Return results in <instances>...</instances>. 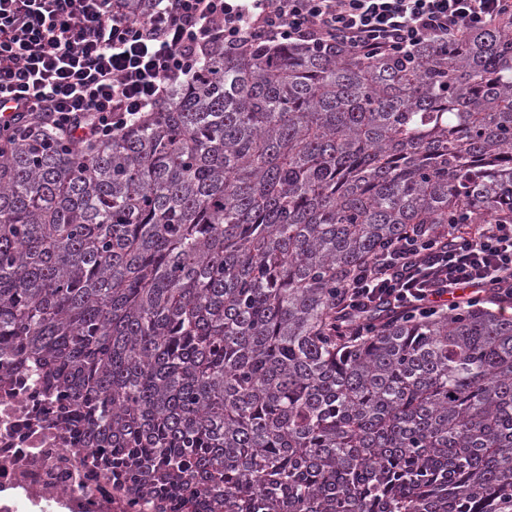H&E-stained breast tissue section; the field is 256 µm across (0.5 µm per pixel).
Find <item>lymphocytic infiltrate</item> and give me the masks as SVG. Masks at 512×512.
Wrapping results in <instances>:
<instances>
[{"label": "lymphocytic infiltrate", "mask_w": 512, "mask_h": 512, "mask_svg": "<svg viewBox=\"0 0 512 512\" xmlns=\"http://www.w3.org/2000/svg\"><path fill=\"white\" fill-rule=\"evenodd\" d=\"M512 19V0H0V113L75 143L108 138L195 73L215 37L234 53L255 40L339 45L368 58L447 46ZM512 302V224L408 231L357 268L341 312L369 335L372 309L413 317Z\"/></svg>", "instance_id": "1"}]
</instances>
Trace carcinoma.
I'll use <instances>...</instances> for the list:
<instances>
[{
    "label": "carcinoma",
    "instance_id": "1",
    "mask_svg": "<svg viewBox=\"0 0 512 512\" xmlns=\"http://www.w3.org/2000/svg\"><path fill=\"white\" fill-rule=\"evenodd\" d=\"M512 222V20L367 59L224 42L110 138L0 131V356L206 512H512V315L338 291L408 227Z\"/></svg>",
    "mask_w": 512,
    "mask_h": 512
}]
</instances>
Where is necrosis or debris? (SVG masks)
<instances>
[{
  "mask_svg": "<svg viewBox=\"0 0 512 512\" xmlns=\"http://www.w3.org/2000/svg\"><path fill=\"white\" fill-rule=\"evenodd\" d=\"M105 457L64 423L58 393L36 369L12 366L0 380V512H156L153 493L128 488Z\"/></svg>",
  "mask_w": 512,
  "mask_h": 512,
  "instance_id": "4bbe7bcc",
  "label": "necrosis or debris"
}]
</instances>
